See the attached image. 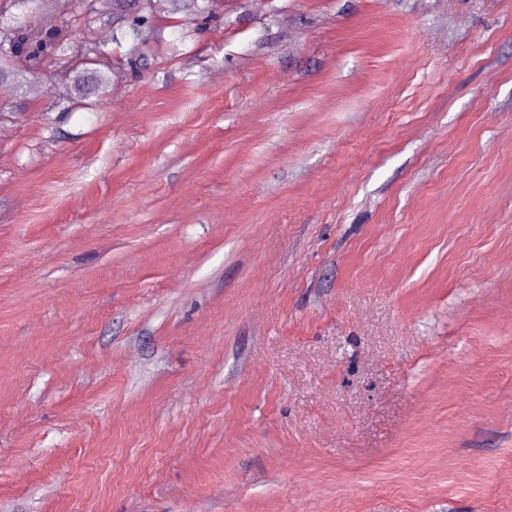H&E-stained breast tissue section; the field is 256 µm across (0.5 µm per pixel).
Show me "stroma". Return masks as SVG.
Returning <instances> with one entry per match:
<instances>
[{
  "mask_svg": "<svg viewBox=\"0 0 512 512\" xmlns=\"http://www.w3.org/2000/svg\"><path fill=\"white\" fill-rule=\"evenodd\" d=\"M206 5L0 87V512H512V0ZM104 62L99 63L94 68H88L85 65L79 63L72 68L73 75V87L75 95L80 99L88 98L92 95H100L105 93V77L104 72L100 67L110 68L107 65H101ZM82 65V68H80Z\"/></svg>",
  "mask_w": 512,
  "mask_h": 512,
  "instance_id": "1",
  "label": "stroma"
}]
</instances>
